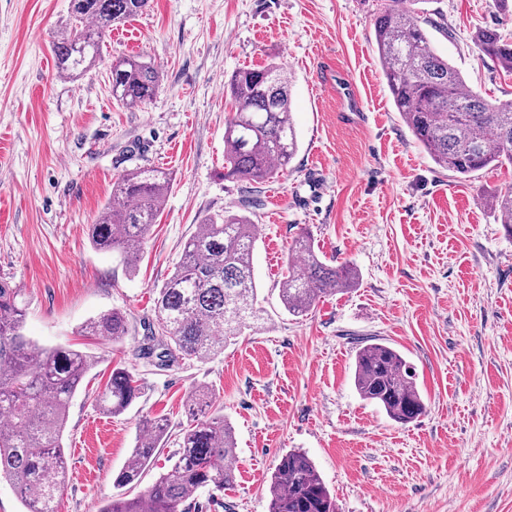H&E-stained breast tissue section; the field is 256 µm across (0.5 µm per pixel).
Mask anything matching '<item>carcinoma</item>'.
<instances>
[{
    "instance_id": "cac0c4a2",
    "label": "carcinoma",
    "mask_w": 512,
    "mask_h": 512,
    "mask_svg": "<svg viewBox=\"0 0 512 512\" xmlns=\"http://www.w3.org/2000/svg\"><path fill=\"white\" fill-rule=\"evenodd\" d=\"M148 0H71L70 23L52 43L57 73L76 78L100 58L105 28L135 19ZM374 37L394 106L432 161L458 178L512 164V99L490 103L472 89L447 59L432 48L418 14L400 0H383L374 19ZM479 52L512 75V39L494 29L478 30ZM157 67L136 59L112 64V99L141 105L157 93ZM285 68L269 63L242 68L224 87L231 113L224 124V178L265 183L284 174L299 145L292 120ZM171 184L170 173L140 166L120 173L112 196L89 228L94 249L118 252L126 264L146 243ZM512 236V185L490 201ZM255 224L245 215L216 214L196 225L185 241L183 257L159 291L155 311L163 365L182 360L206 362L243 327L259 319L253 267ZM296 257L280 281V299L293 316H304L321 298L344 293L359 278L355 267L333 265L313 236L301 232ZM27 298L19 286L0 280V478L11 482L25 512H56L65 488L67 459L62 436L70 402L94 367L91 356L68 347H47L24 333ZM129 323L118 309L100 313L80 330L83 336L123 341ZM353 385L359 396L400 424L426 411L415 372L393 347L369 343L355 355ZM139 394L136 376L126 368L112 371L95 396L97 406L116 415ZM192 424L181 433L179 450L145 498H112L101 512H191L198 497L224 507L216 493L233 483L235 442L224 415L208 391L195 393ZM139 438L129 464L114 485L138 481L164 441L167 427L153 423ZM269 512H337L336 499L309 456L284 453L271 476Z\"/></svg>"
}]
</instances>
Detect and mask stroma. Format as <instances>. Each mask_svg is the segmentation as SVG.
I'll return each instance as SVG.
<instances>
[{"instance_id":"stroma-1","label":"stroma","mask_w":512,"mask_h":512,"mask_svg":"<svg viewBox=\"0 0 512 512\" xmlns=\"http://www.w3.org/2000/svg\"><path fill=\"white\" fill-rule=\"evenodd\" d=\"M382 0H150L110 27L102 61L58 75L52 42L69 0H0V278L28 296L26 334L86 352L95 366L73 398L58 512H100L116 495L144 419L170 438L127 491L146 494L178 450L187 401L207 387L236 440L220 512H268L279 457L308 454L339 512H512V236L488 201L512 167L462 180L436 166L401 120L375 48ZM435 51L491 102L512 76L475 47L474 31L512 38V12L490 0H421ZM142 56L160 87L136 107L114 102L111 62ZM282 64L300 148L279 179L224 176V81ZM172 174L134 268L96 251L88 228L122 171ZM243 212L258 227L253 265L263 314L206 362L160 369L141 355L160 288L207 215ZM357 286L308 315L285 311L280 280L302 230ZM116 308L121 344L81 335ZM385 342L411 363L426 403L402 425L359 397L357 347ZM141 396L119 415L91 395L114 366Z\"/></svg>"}]
</instances>
